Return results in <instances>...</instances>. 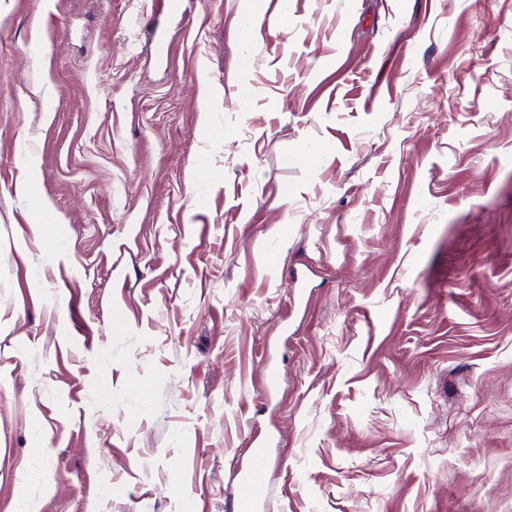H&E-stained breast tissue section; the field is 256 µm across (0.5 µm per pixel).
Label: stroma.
Listing matches in <instances>:
<instances>
[{
	"label": "stroma",
	"instance_id": "obj_1",
	"mask_svg": "<svg viewBox=\"0 0 512 512\" xmlns=\"http://www.w3.org/2000/svg\"><path fill=\"white\" fill-rule=\"evenodd\" d=\"M278 2L0 0V512H512V0ZM247 1L250 3L246 7V9L241 17V20H240V26H241L243 36H239L241 44L245 49V54H244L243 64H242L244 70H247L248 68L251 67L250 63H249V61L251 60L249 47L252 44L253 39L256 34V31L253 32V30L257 26L255 24V18H256L257 12H256L254 1H252V0H247ZM263 448L266 443L257 444L249 466L239 475V492L233 500L234 512H259L267 500L268 467ZM45 448L36 445L31 449V453L26 462L25 483H45L46 477L42 468V459Z\"/></svg>",
	"mask_w": 512,
	"mask_h": 512
}]
</instances>
